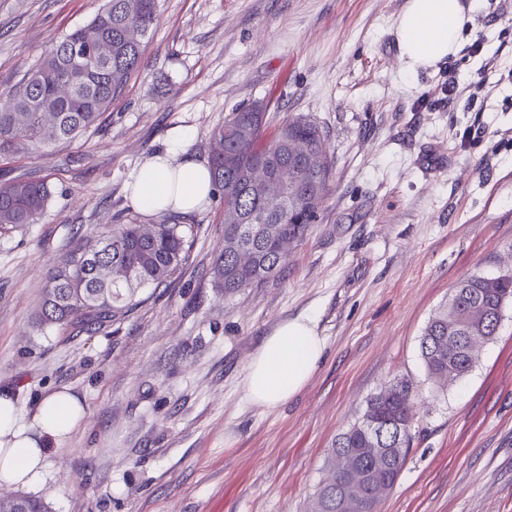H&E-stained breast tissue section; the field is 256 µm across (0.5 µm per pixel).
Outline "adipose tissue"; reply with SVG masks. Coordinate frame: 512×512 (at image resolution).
<instances>
[{
  "mask_svg": "<svg viewBox=\"0 0 512 512\" xmlns=\"http://www.w3.org/2000/svg\"><path fill=\"white\" fill-rule=\"evenodd\" d=\"M470 10L462 0H409L396 25L400 51L411 67L427 68L455 53ZM193 133L181 130L166 149L145 161L129 183V199L149 215H188L211 199L206 164L186 155ZM325 348L308 317L282 321L249 359L243 377L247 402L274 408L296 395L317 369ZM86 409L70 389L46 395L31 422H23L11 393L0 394V485L30 486L42 478L50 445H64Z\"/></svg>",
  "mask_w": 512,
  "mask_h": 512,
  "instance_id": "1",
  "label": "adipose tissue"
}]
</instances>
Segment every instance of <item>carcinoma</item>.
Masks as SVG:
<instances>
[{
    "label": "carcinoma",
    "instance_id": "1",
    "mask_svg": "<svg viewBox=\"0 0 512 512\" xmlns=\"http://www.w3.org/2000/svg\"><path fill=\"white\" fill-rule=\"evenodd\" d=\"M158 16V0H105L86 25L53 42L5 92L10 108L0 111V157L72 141L99 122L138 68ZM102 42L112 46L108 64L97 54ZM62 83L69 85L65 96L58 94ZM267 130L266 110L254 104L231 112L212 131L215 147L209 167L224 201V250L209 273L214 286L226 294L257 288L279 276L287 256L279 254L264 229L274 226L280 235L303 241L332 181L335 161L328 156L316 175L302 174L304 151L328 153L317 120L297 116L270 134ZM231 153L237 166L228 169L224 156ZM268 159L278 161L286 173L281 197L271 201L253 189L258 164ZM51 197V187L43 180H13L8 193L0 196V233L36 223ZM141 226L137 216L124 224H106L69 250L47 273L34 326L42 333L68 327L95 333L138 305L139 290L167 285L187 260L192 225L161 222L150 236L141 233ZM240 251L251 256L252 268L238 265ZM451 298L454 304L428 322L420 342L427 373L439 381L470 371L473 337L488 341L496 335L504 309L512 303V272L470 274L456 284ZM411 393L412 383L402 379L372 395L359 420L336 438L331 465L347 449L389 448L388 454L365 457L364 467L395 485L413 439ZM345 484L341 470L321 482L314 500L320 512H336V496ZM0 512L51 510L43 499L19 493L0 497Z\"/></svg>",
    "mask_w": 512,
    "mask_h": 512
}]
</instances>
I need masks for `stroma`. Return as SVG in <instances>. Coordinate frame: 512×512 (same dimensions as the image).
Wrapping results in <instances>:
<instances>
[{"instance_id":"1","label":"stroma","mask_w":512,"mask_h":512,"mask_svg":"<svg viewBox=\"0 0 512 512\" xmlns=\"http://www.w3.org/2000/svg\"><path fill=\"white\" fill-rule=\"evenodd\" d=\"M408 0H160L141 62L101 125L0 158L54 195L37 223L0 235V392L24 418L68 387L87 416L50 447L28 494L52 512H310L336 436L391 383L413 385L414 440L380 512H512V305L469 373L430 378L420 354L455 283L512 271V12L473 0L458 51L402 57ZM103 0H0V92ZM484 55L469 51L475 40ZM497 68L481 93L485 55ZM455 94H447V84ZM270 125L323 126L332 186L281 275L232 295L208 275L224 247L221 197L191 214L193 243L167 286L140 292L93 334L32 326L48 270L77 239L135 210L127 185L177 129L207 162L236 108ZM476 133L463 146L464 132ZM309 316L325 340L308 384L275 408L247 402L249 358Z\"/></svg>"}]
</instances>
